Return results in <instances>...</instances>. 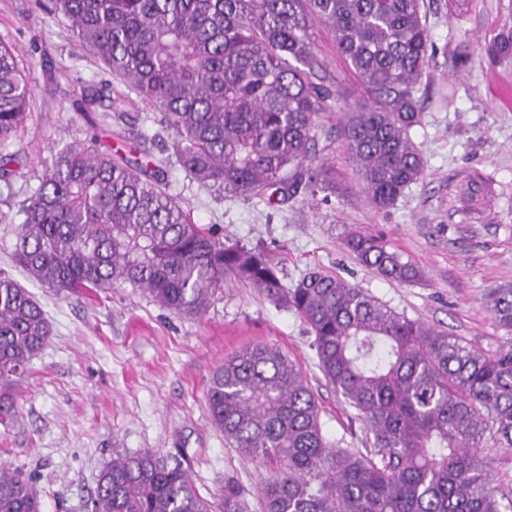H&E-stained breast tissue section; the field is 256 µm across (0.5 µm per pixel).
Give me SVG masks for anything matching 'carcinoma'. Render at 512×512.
<instances>
[{
    "mask_svg": "<svg viewBox=\"0 0 512 512\" xmlns=\"http://www.w3.org/2000/svg\"><path fill=\"white\" fill-rule=\"evenodd\" d=\"M426 0H51L78 41L112 76L105 85L127 153L92 135L59 146L29 187L14 229V258L29 279L65 297L140 288L186 318L239 282L298 315L314 335L327 384L366 426L369 448L323 434L300 370L269 344L224 360L207 392L212 424L245 457L271 466L261 512H512L482 448H512V348L488 354L410 320L357 285L320 271L293 287L263 246L229 244L195 222L167 188L140 101L172 136L173 154L199 186L288 201L336 190L324 152L340 137L366 199L395 204L424 174L410 131L417 85L432 55ZM327 26L337 53L373 93L344 109L315 51ZM512 55V32L479 46ZM33 90L15 48L0 43V146L27 118ZM340 112L337 130L324 128ZM0 153V182L16 177ZM344 246L384 279L417 283L422 270L361 230ZM487 310L512 332V284L487 293ZM51 326L18 281L0 274V424L16 414L15 378L47 344ZM92 512H246L240 491L202 496L182 464L155 451H116L101 471ZM0 512H42L37 478L0 466Z\"/></svg>",
    "mask_w": 512,
    "mask_h": 512,
    "instance_id": "carcinoma-1",
    "label": "carcinoma"
}]
</instances>
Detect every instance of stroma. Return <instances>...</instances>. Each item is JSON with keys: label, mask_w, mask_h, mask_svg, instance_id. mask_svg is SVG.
I'll list each match as a JSON object with an SVG mask.
<instances>
[{"label": "stroma", "mask_w": 512, "mask_h": 512, "mask_svg": "<svg viewBox=\"0 0 512 512\" xmlns=\"http://www.w3.org/2000/svg\"><path fill=\"white\" fill-rule=\"evenodd\" d=\"M434 52L417 87L422 113L410 136L425 161L423 178L394 206L380 210L365 198L342 142L329 153L340 193L300 191L269 207L228 192L199 187L171 163L169 134L150 124L151 153L168 161V189L197 223L228 241L264 242L280 260L286 285L312 269L359 285L398 313L493 354L512 347V333L485 308L490 288L512 283V57L478 56V44L512 31V0H471L462 15L448 0H426ZM315 44L348 105L368 101L365 86L337 54L328 27ZM0 42L13 46L34 95L24 134L6 145L20 163L11 188L0 185V273L12 276L39 302L52 327L50 342L17 385L19 412L0 426V462L35 474L42 512H87L113 449L159 451L181 460L202 495L238 486L257 504L261 472L228 447L211 422L206 399L225 357L256 344L276 345L300 369L315 394L324 435L343 448H365L367 430L326 384L314 337L296 314L276 307L244 284L226 286L205 315L186 319L161 308L138 288L82 292L64 298L27 278L13 259L12 228L23 220L29 179L51 163L49 139L111 140L103 111L78 118L75 99L95 93L109 74L73 36L63 16L36 0H0ZM482 175L493 193L478 222L458 201L462 182ZM380 235L423 271L401 285L359 265L345 250L348 231Z\"/></svg>", "instance_id": "stroma-1"}]
</instances>
